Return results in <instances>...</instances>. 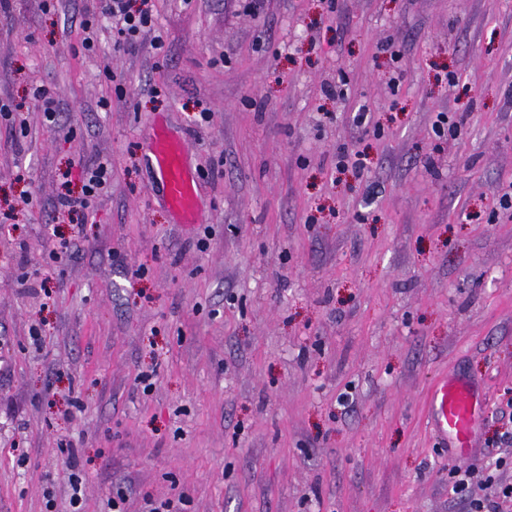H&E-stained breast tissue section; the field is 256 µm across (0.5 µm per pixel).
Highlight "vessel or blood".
<instances>
[{
    "label": "vessel or blood",
    "instance_id": "obj_1",
    "mask_svg": "<svg viewBox=\"0 0 512 512\" xmlns=\"http://www.w3.org/2000/svg\"><path fill=\"white\" fill-rule=\"evenodd\" d=\"M152 157L167 202L186 216H194L197 209L195 180L186 168L179 144L154 134ZM429 411L435 430L447 439L452 455L466 457L473 446L480 411L471 385L453 378L438 383L430 392Z\"/></svg>",
    "mask_w": 512,
    "mask_h": 512
}]
</instances>
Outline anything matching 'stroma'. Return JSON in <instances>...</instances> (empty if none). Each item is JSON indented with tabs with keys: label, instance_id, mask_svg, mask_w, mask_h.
<instances>
[{
	"label": "stroma",
	"instance_id": "1",
	"mask_svg": "<svg viewBox=\"0 0 512 512\" xmlns=\"http://www.w3.org/2000/svg\"><path fill=\"white\" fill-rule=\"evenodd\" d=\"M93 5L0 13V512H72L63 439L84 512H469L512 483V0H153L154 33L103 17L88 51ZM450 374L485 400L463 459L429 418ZM152 157L167 202L186 216L193 217L197 209L195 180L186 169L184 152L179 144L153 130ZM112 172L111 163L109 161L98 162L94 164L87 171V183L85 184L86 196L94 195L99 189L103 188L107 181L108 176Z\"/></svg>",
	"mask_w": 512,
	"mask_h": 512
}]
</instances>
